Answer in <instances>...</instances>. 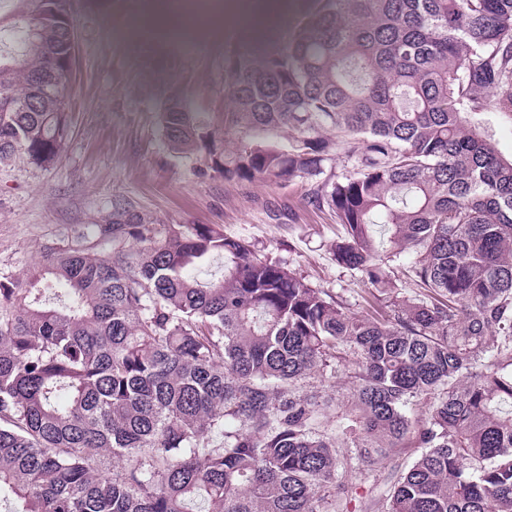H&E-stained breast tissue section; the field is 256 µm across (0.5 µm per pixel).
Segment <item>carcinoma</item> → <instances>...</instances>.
I'll list each match as a JSON object with an SVG mask.
<instances>
[{
	"mask_svg": "<svg viewBox=\"0 0 512 512\" xmlns=\"http://www.w3.org/2000/svg\"><path fill=\"white\" fill-rule=\"evenodd\" d=\"M36 2L21 50H0V164L50 163L70 131L69 0ZM293 2L224 57V133L286 128L288 146L226 154L176 88L165 137L281 185L323 173L324 132L355 140L353 172L308 202L389 304L356 313L242 237L114 207L109 251L67 244L0 277L10 512H361L356 472L398 448L424 452L385 512H512V157L488 132L512 114V0ZM405 251L412 298L387 271ZM340 374L346 399L302 390Z\"/></svg>",
	"mask_w": 512,
	"mask_h": 512,
	"instance_id": "obj_1",
	"label": "carcinoma"
}]
</instances>
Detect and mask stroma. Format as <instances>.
<instances>
[{
  "mask_svg": "<svg viewBox=\"0 0 512 512\" xmlns=\"http://www.w3.org/2000/svg\"><path fill=\"white\" fill-rule=\"evenodd\" d=\"M146 8L147 0H70V133L51 163L20 154L0 166V275L29 274L49 248L80 241L122 203L162 224H208L245 238L260 256L364 312L367 288L329 250L334 214L307 201L313 179L228 180L205 153L177 154L165 141L161 109L171 87L223 131L224 55L243 45V29L228 26L162 48L129 37ZM418 454L403 448L358 474L353 486L368 512H383L395 475Z\"/></svg>",
  "mask_w": 512,
  "mask_h": 512,
  "instance_id": "obj_1",
  "label": "stroma"
}]
</instances>
